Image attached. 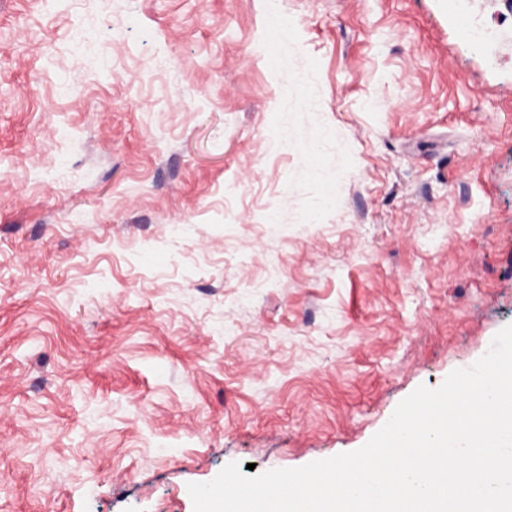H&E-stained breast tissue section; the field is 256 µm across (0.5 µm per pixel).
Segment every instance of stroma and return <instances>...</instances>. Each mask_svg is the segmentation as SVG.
Here are the masks:
<instances>
[{
    "mask_svg": "<svg viewBox=\"0 0 512 512\" xmlns=\"http://www.w3.org/2000/svg\"><path fill=\"white\" fill-rule=\"evenodd\" d=\"M509 324L512 0H0V512H194Z\"/></svg>",
    "mask_w": 512,
    "mask_h": 512,
    "instance_id": "stroma-1",
    "label": "stroma"
}]
</instances>
